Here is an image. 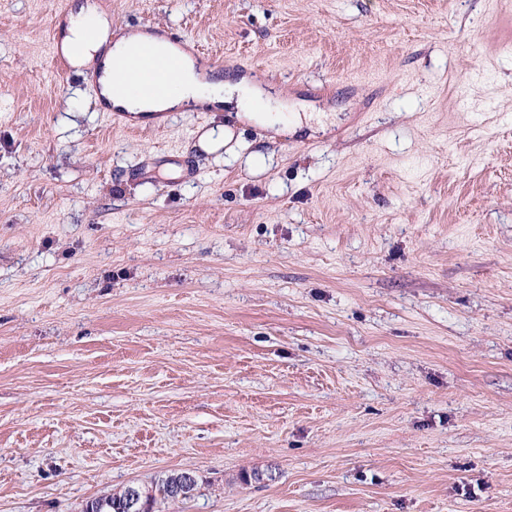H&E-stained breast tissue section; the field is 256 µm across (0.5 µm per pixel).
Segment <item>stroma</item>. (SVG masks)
Instances as JSON below:
<instances>
[{"label": "stroma", "instance_id": "stroma-1", "mask_svg": "<svg viewBox=\"0 0 512 512\" xmlns=\"http://www.w3.org/2000/svg\"><path fill=\"white\" fill-rule=\"evenodd\" d=\"M77 2L0 0V512H512V0H97L266 93L134 131ZM175 474L168 475L164 478L158 479L152 486L151 489L143 490L145 493L144 501L147 505L146 511L143 512H152L154 505L157 503L158 498L160 500H170L172 496V483L174 482Z\"/></svg>", "mask_w": 512, "mask_h": 512}]
</instances>
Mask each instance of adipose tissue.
Returning a JSON list of instances; mask_svg holds the SVG:
<instances>
[{
    "label": "adipose tissue",
    "instance_id": "1",
    "mask_svg": "<svg viewBox=\"0 0 512 512\" xmlns=\"http://www.w3.org/2000/svg\"><path fill=\"white\" fill-rule=\"evenodd\" d=\"M148 41L153 42L161 54L179 55L180 66L173 76L171 94L134 99L112 79L111 70L130 61L135 49ZM60 49L75 68H94L104 103L130 112L145 122L155 113L173 111L191 102H204L210 106L238 103L251 91L242 80L234 83L220 81L215 83L214 93L203 95L202 75L188 54L179 53L177 47L148 33L113 29L95 0H82L78 9L69 15Z\"/></svg>",
    "mask_w": 512,
    "mask_h": 512
}]
</instances>
